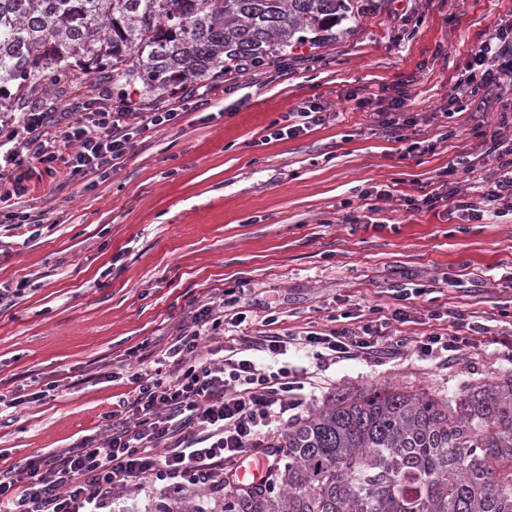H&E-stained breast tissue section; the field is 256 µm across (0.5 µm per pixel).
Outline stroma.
Returning <instances> with one entry per match:
<instances>
[{"mask_svg":"<svg viewBox=\"0 0 512 512\" xmlns=\"http://www.w3.org/2000/svg\"><path fill=\"white\" fill-rule=\"evenodd\" d=\"M352 2L347 19L293 50L288 68L227 76L230 93L187 101L177 123L95 183L29 182L19 208L44 221L29 239L0 240V287L23 289L0 311V389L24 399L0 412V465L95 434L133 390L127 351L164 347L191 300L227 288L251 333L270 315L282 329L343 327L352 305L388 301L409 282L433 291L417 305L475 311L492 330L451 364L411 346L325 371L291 354L312 375L308 410L341 388L451 395L512 371V348L497 337L512 326V211L471 217L444 201L419 211L399 204L447 169L465 192L494 169L474 128L496 126L499 112L467 99L454 117L442 111L473 46L512 23V0ZM350 89L357 99H346ZM400 90L432 152H407L377 125L375 112ZM111 91L81 74L45 106L57 119ZM312 103L327 112L324 124L267 141L272 123ZM381 185L390 199L363 196ZM60 379L68 389L44 394Z\"/></svg>","mask_w":512,"mask_h":512,"instance_id":"1","label":"stroma"}]
</instances>
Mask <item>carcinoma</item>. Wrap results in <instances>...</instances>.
<instances>
[{"label": "carcinoma", "instance_id": "1", "mask_svg": "<svg viewBox=\"0 0 512 512\" xmlns=\"http://www.w3.org/2000/svg\"><path fill=\"white\" fill-rule=\"evenodd\" d=\"M350 0H0V107L74 72L126 95L265 65L346 19ZM271 481L156 512H512V373L453 396L340 389L273 440Z\"/></svg>", "mask_w": 512, "mask_h": 512}]
</instances>
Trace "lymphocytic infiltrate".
Wrapping results in <instances>:
<instances>
[{
    "label": "lymphocytic infiltrate",
    "instance_id": "f902f5d3",
    "mask_svg": "<svg viewBox=\"0 0 512 512\" xmlns=\"http://www.w3.org/2000/svg\"><path fill=\"white\" fill-rule=\"evenodd\" d=\"M512 89V25L497 28L476 45L458 76L459 96L487 103L496 92ZM177 110L132 112L91 102L68 113L66 127L50 123L43 112L0 113V217L10 228L42 223L41 215L18 211L26 193V169L63 173L83 180L116 170L137 138L179 119ZM482 156L497 167L491 185L474 199L458 187L403 197L407 209H433L448 201L455 210L474 213L500 205L512 209V111L501 112L492 129H478ZM419 287L401 288L392 303L369 306L365 323L354 327L252 334L241 346L224 344L226 331L244 318L231 300L199 304L190 320L170 337L157 369L139 367L129 380L133 393L106 417L100 432L71 448L40 455L22 466L0 468V512H107L115 494L163 483L223 491L224 482L244 456L268 453L280 425L296 418L304 404V372L284 362L269 372L258 368L254 353L284 357L289 350H312L321 364L338 359L399 355L414 345L419 356L457 360L487 334L485 324L450 310L415 311ZM432 322L430 332L407 340L393 324ZM205 341L215 350L202 351Z\"/></svg>",
    "mask_w": 512,
    "mask_h": 512
}]
</instances>
